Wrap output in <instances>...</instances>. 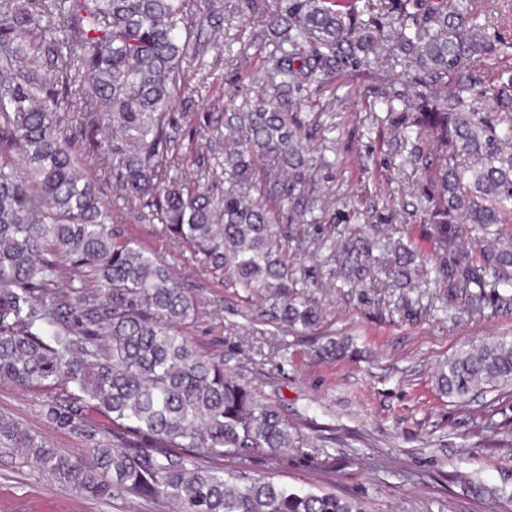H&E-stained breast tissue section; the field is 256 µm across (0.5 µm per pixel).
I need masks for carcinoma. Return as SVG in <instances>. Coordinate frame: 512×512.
I'll return each mask as SVG.
<instances>
[{"label": "carcinoma", "mask_w": 512, "mask_h": 512, "mask_svg": "<svg viewBox=\"0 0 512 512\" xmlns=\"http://www.w3.org/2000/svg\"><path fill=\"white\" fill-rule=\"evenodd\" d=\"M0 0V382L61 385L44 401L48 425L89 442L85 464L0 416V449L47 473L61 489L96 500L109 492L173 501L181 512H363L354 499L290 489L208 465L233 456L276 460L304 447L274 404L196 350L180 326L200 313L168 264L114 228L99 172L112 176L126 210L160 215L174 253L189 247L212 272L262 298L259 318L308 333L325 318L307 280L289 277L268 199L281 208L316 185L307 142L319 131L298 97L349 63L403 65L402 89L381 96L394 137L426 139L414 162L429 177L421 197L439 252L432 264L442 311L512 305V74L492 79L475 62L512 56L488 36L479 0H282L266 15L272 46L252 99L226 113L224 168L232 186L210 194L199 178L173 174L186 113L177 110L188 10L194 0ZM219 0L196 16L223 45ZM488 111H474L477 98ZM272 157L279 172L256 175ZM468 225L474 244L458 242ZM313 252L336 274L363 282L383 270L386 287L422 276L426 260L381 232ZM350 345L333 337L316 355ZM461 403L512 386V343L459 353L435 374ZM91 408L118 425L88 422ZM476 499L499 489L468 482Z\"/></svg>", "instance_id": "obj_1"}]
</instances>
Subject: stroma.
<instances>
[{"label":"stroma","instance_id":"obj_1","mask_svg":"<svg viewBox=\"0 0 512 512\" xmlns=\"http://www.w3.org/2000/svg\"><path fill=\"white\" fill-rule=\"evenodd\" d=\"M227 33L255 34L278 0H263L262 12H246L241 0H221ZM210 67L205 89L196 56ZM186 79L180 99L202 136L184 140L183 175L194 180V160L210 155V140L224 134L231 100L252 94L262 77V58L247 48L234 59L191 37L183 61ZM392 77L366 66L345 67L334 86L301 92L299 112L321 115L325 136L311 142L312 156L336 155L335 168L317 171V190L328 206L320 223H303L299 212L274 218L290 235L279 249L294 275L312 281L327 314L323 326L300 335L270 333L250 314L259 299H246L231 283L219 282L198 260L174 257L159 216L121 215L125 237L169 263L193 288L203 312L183 327L201 353L220 355L225 368L276 404L307 442L287 461L225 458L223 467L246 477L270 476L294 490L333 492L362 502L367 512H512V501H479L464 484L476 478L512 488V388H497L460 404L441 395L434 383L439 364L487 340L512 341V308L487 305L458 317L437 319L406 310L380 291L340 281L331 264L300 250L297 233L328 234L344 240L370 224L397 231L398 239L425 258L437 252L427 232L429 216L414 191L428 173L410 158V146L396 145L386 115L374 105ZM352 339V358L319 359L322 337ZM55 391L0 384V414L13 417L55 448L88 459L79 434L50 427L42 404ZM55 512H178L167 501L135 495L87 500L60 490L44 472L9 453H0V512L19 504Z\"/></svg>","mask_w":512,"mask_h":512}]
</instances>
